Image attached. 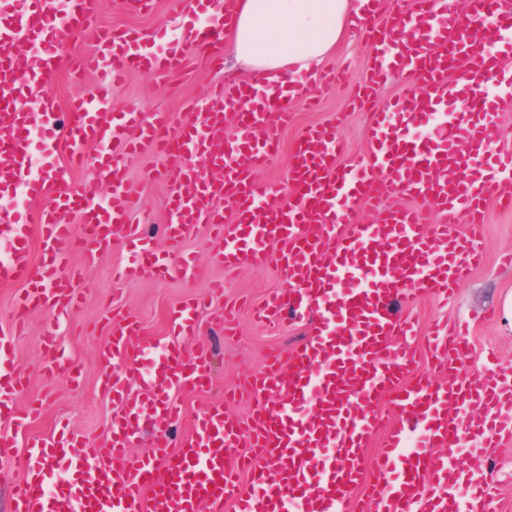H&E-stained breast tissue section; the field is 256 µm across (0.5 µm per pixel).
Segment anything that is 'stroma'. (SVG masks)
<instances>
[{
  "label": "stroma",
  "instance_id": "1",
  "mask_svg": "<svg viewBox=\"0 0 512 512\" xmlns=\"http://www.w3.org/2000/svg\"><path fill=\"white\" fill-rule=\"evenodd\" d=\"M179 4L180 0H155L152 12L136 14L126 11L122 0H99L103 20L113 26L145 31L167 26L178 38L183 32L174 27L173 17L179 11ZM333 59L336 64L346 67V79L320 88L319 103L314 109H307L302 100H295L294 122L291 126L275 129L280 151L265 169L258 172L259 184L287 187L290 158L302 130L337 117L342 120L339 133L348 146L345 161H353L364 153L370 114L351 108L350 102L369 66L370 50L360 34L353 33L338 46ZM234 70L231 59H224L222 69L218 70L210 65L207 57L193 52L186 69L173 79L148 71L132 72L122 83L113 86L112 104L119 109L132 107L144 113L168 112L175 120L185 122L192 118V101L202 97L208 88L220 83L225 74ZM161 166V159L153 156H134L127 162V177L134 191L133 218L140 222L145 237L160 251L166 248L162 226L167 187L148 179L147 174ZM483 247V264L459 285L451 303L430 297L404 308L405 313L423 326L436 320L469 322L472 349L458 367L462 377L483 371L485 357L491 351L496 353L500 369L512 373V325L504 323L502 314L504 299L512 292V265L502 262L503 256L512 252V210L502 211L496 205H489ZM182 248L206 266L205 276L193 281L171 277L118 279L116 271L127 260L122 240L118 237L94 256L74 255L73 262L83 273L85 301L77 314L59 324L57 334L65 356L82 369L80 382L72 383L64 373L54 383L44 380L41 337L46 318L42 313H34L24 333L15 339L14 364L28 380L18 403L22 406L31 401L41 404L40 414L29 426L30 434H50L63 421L91 441L104 440L113 414L111 400L104 397L99 388L104 367L98 350L107 337L101 312L107 303H115L121 310L135 315L147 339L168 336L170 310L192 293L211 295L212 311L220 310L227 303L241 310L238 335H225L223 328L205 313L200 318L196 335L188 339V348L200 345L211 352L213 379L204 391L177 393L182 415L171 431L175 440L190 431L201 405L223 400L225 390L238 388L244 372L261 369L269 349L287 350L309 336V324L262 325L254 322L247 310L251 302L282 288L284 278L276 258L260 269L247 265L225 269L213 261L210 233L203 226L186 238ZM217 280L224 288L215 296L210 285ZM487 453L491 459L488 478L497 488L495 512H512V442L488 448Z\"/></svg>",
  "mask_w": 512,
  "mask_h": 512
}]
</instances>
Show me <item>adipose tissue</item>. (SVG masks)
<instances>
[{"label": "adipose tissue", "mask_w": 512, "mask_h": 512, "mask_svg": "<svg viewBox=\"0 0 512 512\" xmlns=\"http://www.w3.org/2000/svg\"><path fill=\"white\" fill-rule=\"evenodd\" d=\"M366 0H238L229 48L237 66L286 85L316 73Z\"/></svg>", "instance_id": "obj_1"}]
</instances>
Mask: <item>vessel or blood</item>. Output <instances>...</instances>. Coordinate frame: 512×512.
<instances>
[{"instance_id":"obj_1","label":"vessel or blood","mask_w":512,"mask_h":512,"mask_svg":"<svg viewBox=\"0 0 512 512\" xmlns=\"http://www.w3.org/2000/svg\"><path fill=\"white\" fill-rule=\"evenodd\" d=\"M186 2L188 17L205 19L192 41L211 47L212 63H221L233 0ZM92 25L96 50L62 61L60 32ZM354 27L371 48L356 105L396 75H412L417 86L373 112L366 152L354 164L339 161L345 145L335 124L306 128L291 156L284 203L276 187L253 177L278 149L272 128L291 121L292 99L282 89L226 81L193 103L195 120L178 124L166 112L116 111L112 82L142 69L180 74L185 46L164 29L100 24L98 0H0V243L7 247L0 285L17 288L15 329L37 310L49 319L43 373L81 377L53 332L83 300L74 251L103 250L118 229L131 254L124 277L194 280L202 273L187 255L154 250L135 223L126 175L135 154L166 160L152 176L169 186L164 235L171 247L204 225L214 261L231 269L264 265L270 246L282 244L285 286L254 316L312 325L301 346L270 351L264 369L245 380L246 393L265 395L249 430L225 415L223 403H209L173 448L165 436L180 412L175 392L211 383L209 351L186 349L205 298L176 307L161 340H138L134 318L104 309L102 391L119 411L101 445L65 426L26 436L37 408L17 403L27 379L14 368L13 335L1 333L0 456L22 449L25 467L14 512H224L228 502L233 512H493L486 458L474 454L466 476L455 460L471 441L512 440V376L491 365L475 378L453 377L470 343L460 329L439 324L427 337L432 372L416 374L419 331L395 306L449 299L482 260L488 205L512 210V152L494 147L495 118L512 111V70L500 61L512 53V0H465L461 13L448 0H413L412 8L394 9L387 25L358 19ZM63 69L77 79L96 73L97 95L59 109L44 89ZM87 160L94 178L71 183L70 169ZM387 192L415 203L388 206ZM47 193L51 202L34 217L13 204ZM366 206L375 220L354 223ZM70 212L80 214L79 225L64 221ZM37 242L45 247L38 260ZM385 401L396 414L389 424L379 411ZM147 423L157 432L153 450L130 456ZM380 431L383 448L365 458ZM246 443L264 463L243 452Z\"/></svg>"}]
</instances>
